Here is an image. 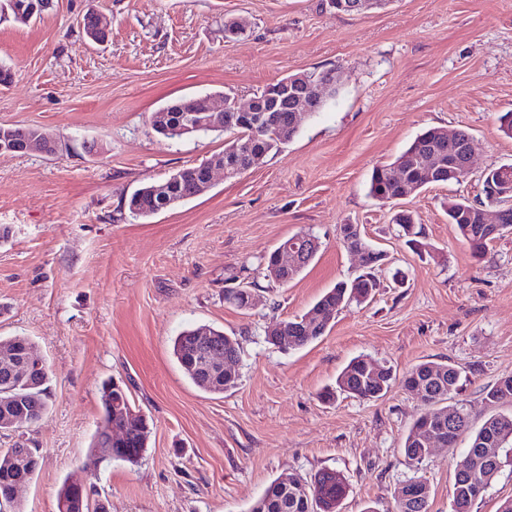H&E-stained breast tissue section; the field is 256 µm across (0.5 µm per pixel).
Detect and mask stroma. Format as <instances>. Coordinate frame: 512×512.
Listing matches in <instances>:
<instances>
[{
	"instance_id": "1",
	"label": "stroma",
	"mask_w": 512,
	"mask_h": 512,
	"mask_svg": "<svg viewBox=\"0 0 512 512\" xmlns=\"http://www.w3.org/2000/svg\"><path fill=\"white\" fill-rule=\"evenodd\" d=\"M109 18L104 44L83 41L88 8ZM230 19L248 26L226 39ZM0 126L36 127L69 153L0 154V336H24L50 367L52 399L38 423L0 435V448H35L41 466L18 496L21 512H57L65 479L83 477L108 512H248L272 480L342 474L340 512H393L394 492L418 477L429 512H453L457 461L468 443L409 463L403 440L424 406L393 385L379 399L320 400L359 355L403 374L445 362L474 426L495 409L486 388L512 374V233L472 256L449 224L452 196L481 197L484 172L512 164L498 129L512 110V0H394L365 14L328 0H54L41 21H0ZM336 69V96L298 135L238 177L148 220L127 200L145 182L222 152L220 132L173 142L150 117L178 99L216 91L242 100L294 73ZM464 129L474 171L380 203L373 168L423 129ZM411 211L427 248L412 251L391 217ZM359 225L388 255L379 288L344 306L298 350L266 341L276 322L303 315L361 271L339 242ZM316 235L315 260L286 286L263 259L282 240ZM254 278L257 302H225ZM210 325L239 345L237 386L197 388L172 353L184 328ZM127 386L153 423L137 465H92L100 387Z\"/></svg>"
}]
</instances>
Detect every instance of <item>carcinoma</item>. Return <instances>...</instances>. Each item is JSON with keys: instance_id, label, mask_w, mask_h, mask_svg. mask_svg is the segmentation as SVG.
<instances>
[{"instance_id": "1", "label": "carcinoma", "mask_w": 512, "mask_h": 512, "mask_svg": "<svg viewBox=\"0 0 512 512\" xmlns=\"http://www.w3.org/2000/svg\"><path fill=\"white\" fill-rule=\"evenodd\" d=\"M41 0H0V18L9 14L14 20L20 15L30 13L32 5ZM272 86L265 87L254 94L253 99L262 122L254 125L243 121L235 112L224 113V133L229 139L224 143L222 156L229 158L237 152H245L244 168H254L265 162L272 152L292 140L283 134L280 123L283 117L295 111L297 100L294 97L281 103L277 111H271L272 103L268 94ZM195 101L197 110H202L203 96L183 98L161 107L151 115V124L157 133L180 121L184 113V104ZM439 128L430 127L422 131L397 157L401 161L408 182L423 188L430 185L459 182L448 174V155L440 154L438 138ZM391 165H380L373 169L369 180V195L380 202H387L395 196L407 193L406 184L394 180ZM205 177L202 165L184 167L171 173L160 182H149L137 189L127 201L131 217L150 218L158 214L161 201L171 209L204 193L202 183ZM484 198L470 201L466 198L448 199V223L455 227L458 235L468 244L473 255L485 254L489 244L512 230V223L496 227L493 224H479L474 212L477 205L499 204L502 199L488 190H483ZM396 224L409 245L419 244L423 237L422 226L414 222L411 213L401 211L394 215ZM357 245L365 248V260L362 272L348 281H341L327 290L315 304L303 315L283 320L288 325V349L305 347L324 335L338 311L350 302H361L375 294L381 287L380 268L384 258L382 250L366 237H361ZM265 277L273 282L288 284L299 271L281 273L277 271V251L264 258ZM253 293L252 283L241 282L237 286L224 290V301L241 310L249 309L246 296ZM321 318V322L308 329L303 326L308 317ZM206 331L209 342L215 348L224 349V354L237 358L240 355L238 344L224 332L213 327L187 328L174 339L172 353L185 375L198 388L212 393L222 394L237 386L239 372L232 368L224 373L220 384H214L201 376L194 367L196 360V336ZM14 353L26 357L34 353L32 344L24 336L0 337V354ZM374 361L367 356L353 358L336 379V387L327 388L320 398L331 400L336 393H347L359 398L374 399L384 396L392 387V369L380 365L377 373H372ZM50 368L40 358L29 363L28 375L21 380L13 377L3 366L0 358V431L10 432L28 427L41 420L47 413L50 400ZM461 372L455 366L442 362H424L407 371L400 380V386L410 392H418L421 402L428 406L422 411L410 427L404 443L405 457L420 463L430 455L427 435L441 437L448 432V426L456 431L455 439L469 437V446L465 454L456 462L453 484L454 512H472L476 502L471 496L467 484V474L459 467L468 462L470 456L479 448H495L497 454L488 463L486 485L501 473L503 468L512 464V413L498 414L488 418L476 431L472 430L469 413L464 405L448 404V399L460 387ZM485 399L493 404L512 406V375L503 376L490 386ZM103 416L92 437L90 460L92 463L123 462L136 465L142 459L151 435L147 417L132 405L126 390L109 380L102 385L100 396ZM126 428V436L121 440H111L109 430L112 423ZM39 467L37 449L32 448L23 457L16 455V449H0V483L16 478L33 479ZM302 477L295 474H282L275 478L263 494L249 507L248 512H337V507L348 492L343 476L335 470H323L306 482L307 490H302L299 482ZM419 487L422 491L420 501L403 503L399 494ZM429 485L419 479H409L396 489L394 512H429ZM58 512H90L89 503L79 504L70 480H65L57 492Z\"/></svg>"}]
</instances>
